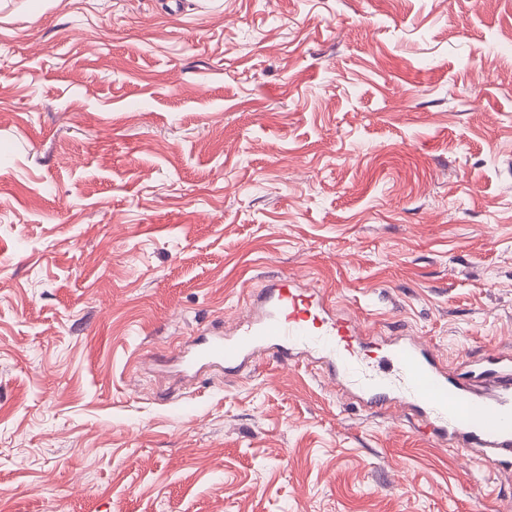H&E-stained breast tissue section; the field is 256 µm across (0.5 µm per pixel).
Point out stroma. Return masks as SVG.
<instances>
[{"instance_id": "1", "label": "stroma", "mask_w": 512, "mask_h": 512, "mask_svg": "<svg viewBox=\"0 0 512 512\" xmlns=\"http://www.w3.org/2000/svg\"><path fill=\"white\" fill-rule=\"evenodd\" d=\"M276 277L512 347V0H5L0 512H512L317 366L169 361Z\"/></svg>"}]
</instances>
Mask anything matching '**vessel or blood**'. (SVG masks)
Segmentation results:
<instances>
[{"mask_svg": "<svg viewBox=\"0 0 512 512\" xmlns=\"http://www.w3.org/2000/svg\"><path fill=\"white\" fill-rule=\"evenodd\" d=\"M367 334L336 319L323 298L306 294L286 277L273 279L232 332L214 325L182 352L186 369L234 372L261 358L288 362L322 359L326 374L367 411L404 410L418 430L440 445L470 448L512 471V351L484 359L483 385L449 373L426 343L391 338L380 356Z\"/></svg>", "mask_w": 512, "mask_h": 512, "instance_id": "vessel-or-blood-1", "label": "vessel or blood"}]
</instances>
